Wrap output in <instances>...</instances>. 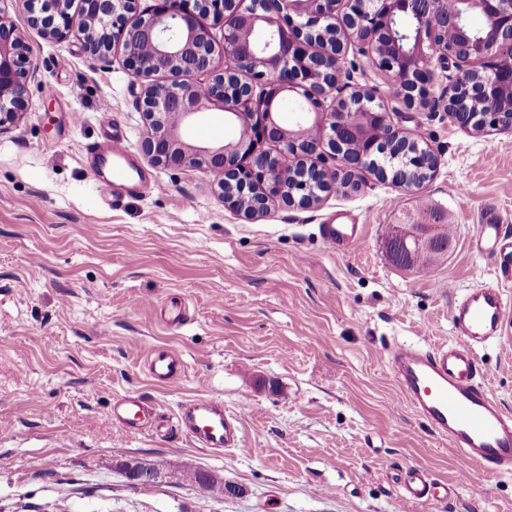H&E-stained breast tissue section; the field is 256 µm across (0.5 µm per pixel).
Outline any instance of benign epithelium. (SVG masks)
I'll list each match as a JSON object with an SVG mask.
<instances>
[{
    "label": "benign epithelium",
    "mask_w": 512,
    "mask_h": 512,
    "mask_svg": "<svg viewBox=\"0 0 512 512\" xmlns=\"http://www.w3.org/2000/svg\"><path fill=\"white\" fill-rule=\"evenodd\" d=\"M22 2L31 23L54 41L76 36L84 50L101 60L118 43L137 79L161 73L203 75L199 84H150L136 106L145 120L143 153L164 167H199L217 176L224 202L250 219L268 214L274 201L311 207L322 194L357 189L366 176L390 182L405 192L421 183L391 173L379 162L390 146L402 148L407 167L433 176L438 157L432 146L394 128L378 89L359 88L345 95L339 86L349 47L355 46L371 65L389 75L395 98L409 109L446 112L462 129L484 132L512 128V106L484 114L461 100L493 101L512 97V73L499 72L498 57L512 50V0H458L479 10L480 34L468 28L466 14L448 11L447 0H351L349 11L335 24V34L315 31L336 14L341 0H154L139 10V0H81L78 14L70 0H0V131L19 120L28 108L27 83L34 74L28 47L5 21L6 5ZM401 15L415 21L413 35H396ZM222 23L217 45L204 18ZM457 44L448 48V29ZM231 59L235 67L224 66ZM454 67L448 93L431 95L437 71ZM250 76L263 86L238 77ZM275 71L279 79L267 80ZM294 93L301 98L300 130L283 128L274 118L280 104ZM219 111L247 127L243 137L216 145H194L181 135L184 125L204 112ZM273 142L295 158L284 168L277 157L258 149ZM326 155L331 165L308 162ZM406 251L441 249L432 228L422 233L396 232Z\"/></svg>",
    "instance_id": "1"
}]
</instances>
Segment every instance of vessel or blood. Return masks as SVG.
I'll return each mask as SVG.
<instances>
[{"instance_id":"obj_1","label":"vessel or blood","mask_w":512,"mask_h":512,"mask_svg":"<svg viewBox=\"0 0 512 512\" xmlns=\"http://www.w3.org/2000/svg\"><path fill=\"white\" fill-rule=\"evenodd\" d=\"M321 237L338 252L364 240L356 224L322 225ZM471 246L476 252L512 260V235L495 217H485ZM511 308L500 285L471 289L450 309L454 342L431 348L400 346L390 354V368L408 405L431 432L473 464V471L463 472L459 481L476 496L482 495L486 477L512 472V411L498 399L476 354L477 347L503 336ZM184 372L185 365L174 351L161 349L149 359L154 383L177 382ZM159 410V404L134 395L121 396L113 405L115 418L132 431ZM182 424L187 437L210 450L235 448L242 441L240 416L202 396L183 403ZM433 493L428 475L413 471L405 483L406 499L421 500Z\"/></svg>"}]
</instances>
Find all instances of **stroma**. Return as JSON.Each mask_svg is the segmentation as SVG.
I'll return each mask as SVG.
<instances>
[{
	"label": "stroma",
	"instance_id": "1",
	"mask_svg": "<svg viewBox=\"0 0 512 512\" xmlns=\"http://www.w3.org/2000/svg\"><path fill=\"white\" fill-rule=\"evenodd\" d=\"M9 17L35 75L27 112L0 134V512H512V475L478 498L455 483L466 461L408 406L387 358L397 343L452 342L455 297L501 278L470 242L489 209L512 235V130L474 133L390 102L395 128L439 158L418 195L370 177L249 219L205 170L144 156L141 84L120 48L100 61L77 38H44L24 11ZM236 129L210 112L184 137L217 144ZM116 135L123 166L144 176L117 203L95 157ZM421 197L451 225V244L403 269L385 241ZM339 214L364 231L345 253L320 236ZM179 307L186 322L167 326ZM165 347L187 372L158 385L148 356ZM477 357L512 410V324ZM125 394L163 409L127 431L112 412ZM193 396L241 413L239 447L215 453L181 432ZM127 463L157 474L132 481ZM415 469L451 483V497L405 500ZM194 472L214 486L189 482Z\"/></svg>",
	"mask_w": 512,
	"mask_h": 512
}]
</instances>
